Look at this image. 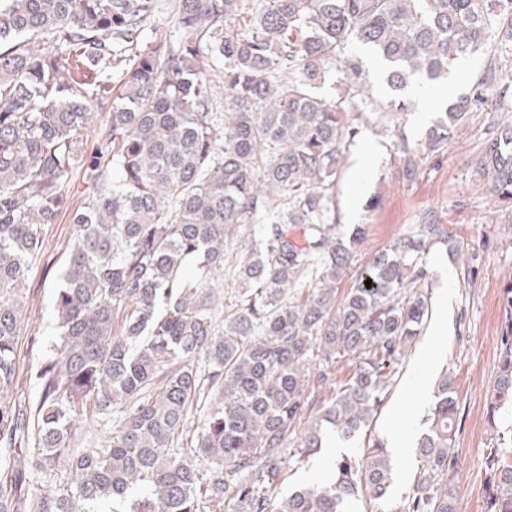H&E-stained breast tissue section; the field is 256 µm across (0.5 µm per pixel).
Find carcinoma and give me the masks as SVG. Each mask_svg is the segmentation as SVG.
Listing matches in <instances>:
<instances>
[{
	"mask_svg": "<svg viewBox=\"0 0 512 512\" xmlns=\"http://www.w3.org/2000/svg\"><path fill=\"white\" fill-rule=\"evenodd\" d=\"M159 8L0 0V448L30 475L71 477L34 497L0 483V512L386 508L392 458L377 436L328 478L277 494L287 457L322 448V423L346 440L372 429L429 318L427 255L450 239L426 215L338 288L366 227L338 232L336 175L357 134L348 113L370 99L345 50L381 62V110L398 117L416 107L415 82L439 86L493 46L512 61V0H176L172 34L150 37ZM340 64L342 93H322ZM511 97L485 71L426 150L444 155L466 112ZM397 137L410 180L415 148ZM478 170L512 206V123ZM62 214L73 234L54 293L59 341L34 373L36 399L12 402L29 264ZM247 229L261 245L235 256L226 304L219 275ZM501 310L492 419L512 407V280ZM342 360L353 369L339 380ZM457 413L444 372L400 512H457ZM98 420L111 423L106 444L75 447L80 423ZM485 472L487 512H512V447L494 443Z\"/></svg>",
	"mask_w": 512,
	"mask_h": 512,
	"instance_id": "carcinoma-1",
	"label": "carcinoma"
}]
</instances>
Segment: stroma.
<instances>
[{
  "label": "stroma",
  "instance_id": "35a3bbf8",
  "mask_svg": "<svg viewBox=\"0 0 512 512\" xmlns=\"http://www.w3.org/2000/svg\"><path fill=\"white\" fill-rule=\"evenodd\" d=\"M364 84L375 104L364 113H349L357 134L341 163L336 185V222L341 232L350 223L366 225L357 248V260L342 279L349 288L353 278L373 257L402 234L407 225L424 215L447 225L451 247H432L428 255L432 274V316L417 341L398 366L393 387L374 431L384 442L401 440L395 452L393 501H400L412 484L417 467L415 446L422 420L433 400L434 384L441 371H448L458 395L456 448L458 512H486L487 484L484 465L491 439L512 428V414L490 418L489 394L498 367L502 328L500 295L512 277V211L500 205L478 172L475 162L502 121L512 120V109L484 106L468 112L452 131L443 156L422 154L418 174L403 176L406 157L397 131L410 143L423 140L438 114L435 100L421 98L414 112L400 123L381 120L377 107L384 98L380 71L370 55H363ZM369 156L364 182H356L353 167L360 156ZM72 226L67 217L48 225L45 247L28 272L23 331L17 349L19 380L14 399L30 400L36 394L34 371L58 339L54 290L67 257ZM474 250L475 279L463 285L457 250ZM430 351L428 363H420L422 351ZM414 390L413 402L403 401L406 390ZM362 438L345 441L332 428H325L322 448L305 464H291L285 471L284 489L322 479L340 455L358 453Z\"/></svg>",
  "mask_w": 512,
  "mask_h": 512
}]
</instances>
